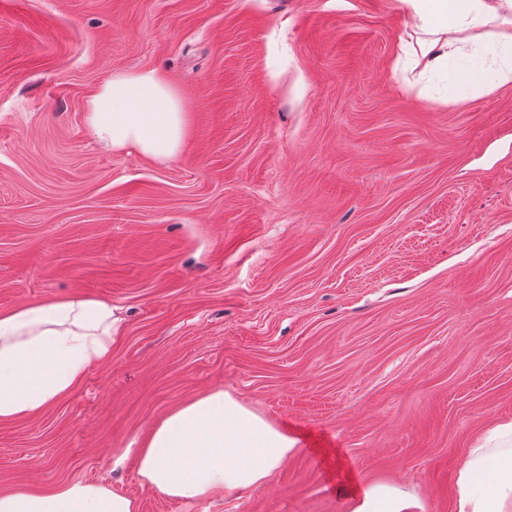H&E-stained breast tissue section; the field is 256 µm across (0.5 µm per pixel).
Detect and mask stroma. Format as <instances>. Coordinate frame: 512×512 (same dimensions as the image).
<instances>
[{"instance_id": "stroma-1", "label": "stroma", "mask_w": 512, "mask_h": 512, "mask_svg": "<svg viewBox=\"0 0 512 512\" xmlns=\"http://www.w3.org/2000/svg\"><path fill=\"white\" fill-rule=\"evenodd\" d=\"M401 0H0V310L121 308L111 356L0 423V493L104 482L139 512H351L397 483L453 512L512 419V82L415 66ZM189 108L166 164L92 139L112 72ZM220 388L298 441L246 499L142 486L135 450Z\"/></svg>"}]
</instances>
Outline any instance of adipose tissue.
<instances>
[{
  "mask_svg": "<svg viewBox=\"0 0 512 512\" xmlns=\"http://www.w3.org/2000/svg\"><path fill=\"white\" fill-rule=\"evenodd\" d=\"M425 71L442 74L461 33L482 30L488 47L512 57V0H404ZM91 136L103 149L165 164L188 135L180 90L156 68L120 70L85 104ZM122 328L112 304L88 297L51 299L0 311V422L43 411L108 359ZM297 451L295 439L228 392L215 389L174 409L140 451L143 485L175 500L243 498ZM421 502L391 484L368 486L352 512H420ZM0 512H138L136 500L102 483L71 482L36 492L0 493ZM453 512H512V421L480 436L458 471Z\"/></svg>",
  "mask_w": 512,
  "mask_h": 512,
  "instance_id": "1",
  "label": "adipose tissue"
}]
</instances>
